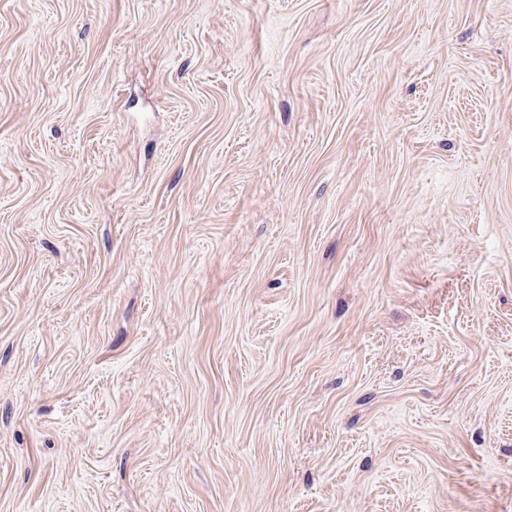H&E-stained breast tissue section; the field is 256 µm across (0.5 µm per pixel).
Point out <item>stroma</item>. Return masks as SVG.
<instances>
[{
	"instance_id": "stroma-1",
	"label": "stroma",
	"mask_w": 512,
	"mask_h": 512,
	"mask_svg": "<svg viewBox=\"0 0 512 512\" xmlns=\"http://www.w3.org/2000/svg\"><path fill=\"white\" fill-rule=\"evenodd\" d=\"M0 512H512V0H0Z\"/></svg>"
}]
</instances>
